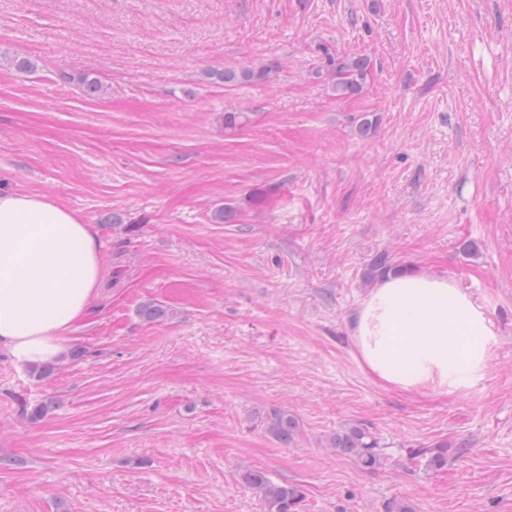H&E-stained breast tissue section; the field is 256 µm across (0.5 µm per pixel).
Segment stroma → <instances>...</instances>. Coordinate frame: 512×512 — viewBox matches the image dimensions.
I'll list each match as a JSON object with an SVG mask.
<instances>
[{
    "label": "stroma",
    "mask_w": 512,
    "mask_h": 512,
    "mask_svg": "<svg viewBox=\"0 0 512 512\" xmlns=\"http://www.w3.org/2000/svg\"><path fill=\"white\" fill-rule=\"evenodd\" d=\"M328 51L370 59L359 95H333ZM0 186L93 225L107 276L52 373L0 348V512H266L246 467L301 512H512V0H0ZM381 254L484 308L474 387L411 397L363 368L350 318ZM350 427L378 470L330 448ZM277 67L275 63L266 64L257 70L224 67L221 70L208 71L206 77L213 82L222 83L225 86H235L253 80H268ZM299 423L288 412H276L267 422L266 431L276 441L291 444L299 435ZM239 479L263 495L268 507L267 512H297L304 498V492L300 487L274 484L262 470L244 468L239 473Z\"/></svg>",
    "instance_id": "obj_1"
}]
</instances>
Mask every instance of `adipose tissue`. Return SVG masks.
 <instances>
[{"label":"adipose tissue","mask_w":512,"mask_h":512,"mask_svg":"<svg viewBox=\"0 0 512 512\" xmlns=\"http://www.w3.org/2000/svg\"><path fill=\"white\" fill-rule=\"evenodd\" d=\"M103 277L91 225L51 196L0 190V347L17 366L64 355ZM351 328L369 375L410 396L469 390L499 344L471 295L448 277L421 272L383 278Z\"/></svg>","instance_id":"1"}]
</instances>
